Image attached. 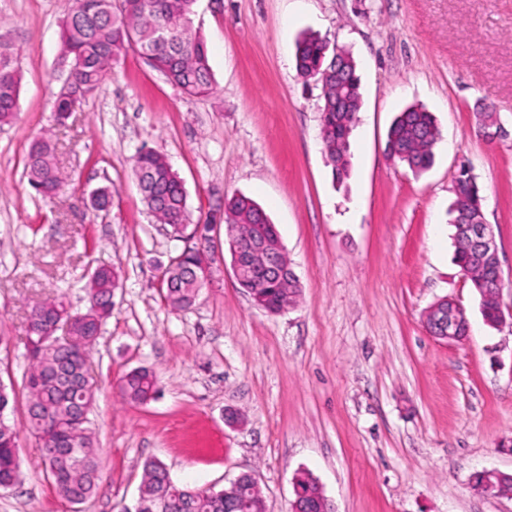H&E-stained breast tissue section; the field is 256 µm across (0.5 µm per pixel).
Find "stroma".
<instances>
[{
	"mask_svg": "<svg viewBox=\"0 0 512 512\" xmlns=\"http://www.w3.org/2000/svg\"><path fill=\"white\" fill-rule=\"evenodd\" d=\"M67 0H0V39L21 75L20 110L0 126V383L16 401L19 482L0 512H122L146 460L172 479L222 488L253 473L267 512H291L293 478L312 474L335 512H512V496L476 493L479 472L512 473V322L493 329L454 261L451 186L467 159L496 233L500 303L512 310V0H197L213 89L189 97L134 48L64 124L52 106ZM304 32L351 50L362 88L351 169L334 180L321 135L320 84L303 80ZM419 104L440 129L434 162L413 173L385 151L393 118ZM508 134L486 142L482 111ZM50 136L64 189L46 200L24 175ZM164 154L192 220L211 225L213 276L188 310L164 299L159 269L183 241L141 201L134 155ZM112 188L95 211L94 188ZM236 194L275 224L301 294L279 314L237 282L224 223ZM100 264L120 285L91 355L92 430L102 478L73 505L47 479L24 431L27 316L64 296L84 310ZM464 307L467 336L429 335L438 299ZM146 367L144 405L120 395ZM156 391V375L146 367L129 371L120 385L121 396L128 403L146 404L155 398Z\"/></svg>",
	"mask_w": 512,
	"mask_h": 512,
	"instance_id": "obj_1",
	"label": "stroma"
}]
</instances>
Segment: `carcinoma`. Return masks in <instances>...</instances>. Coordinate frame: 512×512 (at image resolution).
<instances>
[{"label":"carcinoma","mask_w":512,"mask_h":512,"mask_svg":"<svg viewBox=\"0 0 512 512\" xmlns=\"http://www.w3.org/2000/svg\"><path fill=\"white\" fill-rule=\"evenodd\" d=\"M196 0H70L61 24L62 60L69 72L60 86L54 112L62 120L70 107V97L83 99L99 88L120 52L134 46L173 85L193 96L212 88L207 51L202 40L192 32L191 15ZM342 54L344 83H331L323 92L322 134L333 177L348 176L351 165L350 144L342 141L344 129L353 128L362 106L357 62L350 50L336 48L328 40L305 34L297 43L296 68L303 78H314L324 70H335V52ZM21 77L11 48L0 47V124L11 123L19 111ZM349 100L347 108H336V96ZM440 131L433 113L411 105L399 112L387 131L386 149H399L406 156L395 160L414 173L431 167L433 149ZM133 175L141 199L154 217L182 237L181 228L191 224L187 194L177 173L165 156L147 149L133 161ZM29 183L44 197L56 195L66 179L55 163V148L47 137L34 141L25 167ZM468 200L474 211L482 210L483 196L476 176L464 172ZM260 207L244 195L232 197L225 204L226 223L242 243L269 235L275 225L259 219ZM455 262L471 274V283L480 299L484 322L497 328L499 304L494 296L498 287L496 271L478 264L464 240L456 235ZM197 250L189 248L167 268L165 301L174 310L193 306L202 284L192 276ZM239 285L251 293L254 301L269 313H280L296 304L300 287L295 277L288 284H256L243 276ZM119 286V274L111 266L91 273L87 284L89 307L103 309L100 322L85 321L84 313L73 312L61 298H54L31 308L26 327L30 366L23 384L26 390V429L42 443V464L58 493L79 505L96 492L101 471L97 440L90 429L89 415L95 400L88 378L90 348L100 334L103 322L112 312V296ZM60 322L72 328L73 335L61 338L50 332ZM155 373L139 367L122 379L120 392L128 403L146 404L155 398ZM14 404L7 388L0 384V489L16 485L21 476L18 431L5 413ZM478 485L486 484L497 495L512 494V479L475 475ZM294 498L310 512H318L322 490L307 472H300L293 482ZM138 512H238L236 501L224 497V490L190 488L172 480L166 466L158 460L143 465L138 498Z\"/></svg>","instance_id":"carcinoma-1"}]
</instances>
